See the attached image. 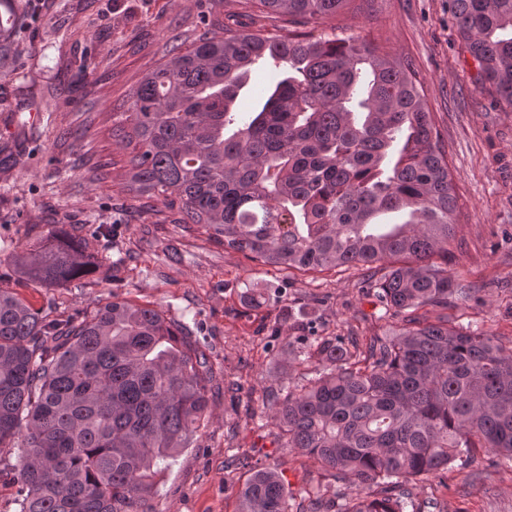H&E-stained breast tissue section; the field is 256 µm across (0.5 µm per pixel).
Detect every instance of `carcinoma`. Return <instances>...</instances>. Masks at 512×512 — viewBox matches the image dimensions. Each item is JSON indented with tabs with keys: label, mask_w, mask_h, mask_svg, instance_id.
Returning <instances> with one entry per match:
<instances>
[{
	"label": "carcinoma",
	"mask_w": 512,
	"mask_h": 512,
	"mask_svg": "<svg viewBox=\"0 0 512 512\" xmlns=\"http://www.w3.org/2000/svg\"><path fill=\"white\" fill-rule=\"evenodd\" d=\"M0 0V60L14 50ZM290 23L353 0H251ZM478 81L512 105V0H448ZM288 64L262 108L234 112L255 61ZM133 147L125 187L261 261L360 266L389 329L360 347L298 336L282 352L315 376L269 395L280 447L355 486L336 512H422L413 489L473 449L512 461V347L424 309L483 303L448 272L457 196L448 152L409 63L361 39L208 28L147 73L112 128ZM441 262H436V259ZM21 277L63 286L95 272L89 244L56 227L15 254ZM212 368L162 312L116 299L78 321L40 317L0 288V449L21 441L19 512H151L162 465L207 416ZM380 488L379 494L367 489ZM236 512H288L274 467Z\"/></svg>",
	"instance_id": "cac0c4a2"
}]
</instances>
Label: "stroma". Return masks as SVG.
<instances>
[{"label":"stroma","instance_id":"1","mask_svg":"<svg viewBox=\"0 0 512 512\" xmlns=\"http://www.w3.org/2000/svg\"><path fill=\"white\" fill-rule=\"evenodd\" d=\"M14 53L0 65V287L39 315H89L112 298L161 310L215 372L207 417L158 478L155 512H235L259 466L287 481L288 512L352 492L333 471L279 447L265 405L287 336L366 343L391 323L360 267L302 272L253 262L180 224L178 210L129 194L128 151L111 131L142 77L203 28L277 35L281 16L249 0H17ZM313 37L360 36L411 64L448 152L458 197L450 273L487 291L485 306L448 309L512 347V107L481 86L444 0H363L306 25ZM282 71L260 63L237 109H259ZM89 238L97 273L56 287L19 277L11 258L53 226ZM263 294L254 303L250 291ZM303 309L300 320L286 307ZM23 447L0 450V512H18ZM424 512H512V461L480 451L417 490Z\"/></svg>","mask_w":512,"mask_h":512}]
</instances>
